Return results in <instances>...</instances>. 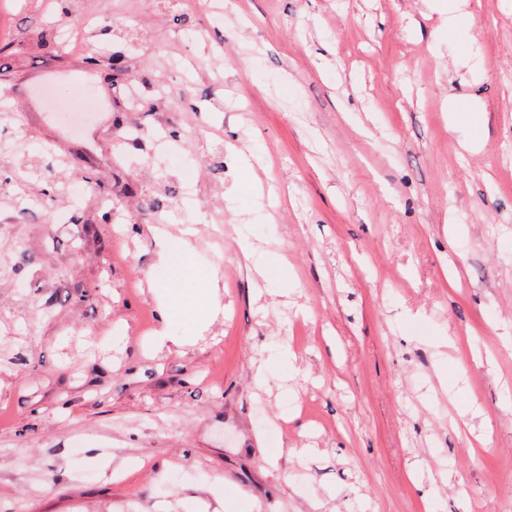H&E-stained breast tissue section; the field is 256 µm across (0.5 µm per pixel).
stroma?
<instances>
[{
  "label": "stroma",
  "mask_w": 512,
  "mask_h": 512,
  "mask_svg": "<svg viewBox=\"0 0 512 512\" xmlns=\"http://www.w3.org/2000/svg\"><path fill=\"white\" fill-rule=\"evenodd\" d=\"M180 4L0 0V512H512V0ZM457 10L453 3H448V35L456 33L459 37L473 39V32L481 27L480 17L475 11L457 13ZM165 237L166 234H163L158 238L163 243L160 256L179 272L181 278L185 279L191 273V254L193 253L191 233L183 230L177 238L165 239ZM163 294L157 298V305H158V317H159V323L158 328L155 331V339L156 343L160 346H164L167 344V342H171L173 344H176L177 346L181 345L182 343L188 341L193 336H197V328L200 325L201 322L193 323L188 327L187 336H181L180 338H175L174 336H169L167 329L168 324L170 320L175 316V310L173 307L162 298Z\"/></svg>",
  "instance_id": "obj_1"
}]
</instances>
